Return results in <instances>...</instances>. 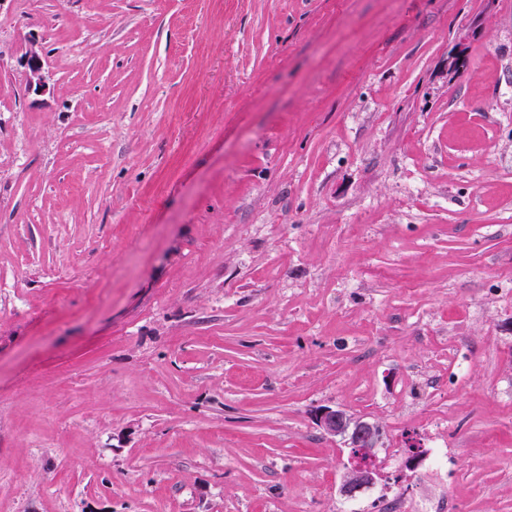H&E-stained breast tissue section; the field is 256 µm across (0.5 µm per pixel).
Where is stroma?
<instances>
[{
  "mask_svg": "<svg viewBox=\"0 0 512 512\" xmlns=\"http://www.w3.org/2000/svg\"><path fill=\"white\" fill-rule=\"evenodd\" d=\"M392 489L512 512V0H5L0 512ZM21 62L27 77V90L36 94L50 93L52 87L45 77L46 54L43 47L34 41L29 42ZM318 428L332 437L345 438L350 448H355L357 457L343 476V490L353 493L372 486L377 479V471L359 459L372 458L378 448L376 427L363 419L353 417L342 409L325 406L315 414Z\"/></svg>",
  "mask_w": 512,
  "mask_h": 512,
  "instance_id": "obj_1",
  "label": "stroma"
}]
</instances>
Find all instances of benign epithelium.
<instances>
[{"label":"benign epithelium","mask_w":512,"mask_h":512,"mask_svg":"<svg viewBox=\"0 0 512 512\" xmlns=\"http://www.w3.org/2000/svg\"><path fill=\"white\" fill-rule=\"evenodd\" d=\"M21 62L27 77V90L46 94L53 90L45 77L46 54L42 46L31 41L25 49ZM318 428L326 435L341 437L356 449L357 458L347 468L343 476V490L353 493L372 486L377 479V471L360 458H372L378 448L376 427L363 419L356 418L342 409L325 406L315 414Z\"/></svg>","instance_id":"benign-epithelium-1"}]
</instances>
